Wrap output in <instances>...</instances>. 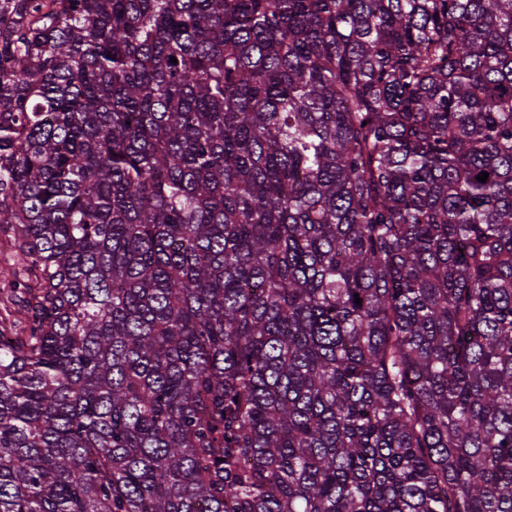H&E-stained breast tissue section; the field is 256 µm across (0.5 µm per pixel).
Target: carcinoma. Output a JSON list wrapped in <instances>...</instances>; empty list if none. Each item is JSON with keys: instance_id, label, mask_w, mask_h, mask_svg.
<instances>
[{"instance_id": "carcinoma-1", "label": "carcinoma", "mask_w": 512, "mask_h": 512, "mask_svg": "<svg viewBox=\"0 0 512 512\" xmlns=\"http://www.w3.org/2000/svg\"><path fill=\"white\" fill-rule=\"evenodd\" d=\"M0 224V512H512V0H0Z\"/></svg>"}]
</instances>
